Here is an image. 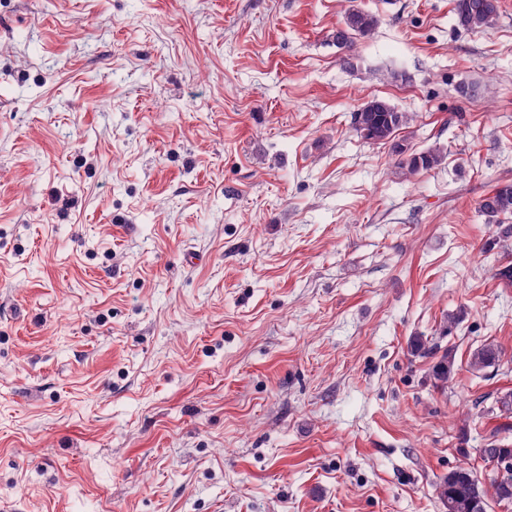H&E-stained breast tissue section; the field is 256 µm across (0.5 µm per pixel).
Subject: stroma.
Returning a JSON list of instances; mask_svg holds the SVG:
<instances>
[{"label":"stroma","mask_w":512,"mask_h":512,"mask_svg":"<svg viewBox=\"0 0 512 512\" xmlns=\"http://www.w3.org/2000/svg\"><path fill=\"white\" fill-rule=\"evenodd\" d=\"M453 7L0 0V512H443L512 392L478 211L512 182V0ZM374 98L445 164L395 176L351 129ZM499 0H455L459 24L467 30L491 29L499 15ZM378 23L375 14L365 10L357 4H352L345 11L344 18L332 34V42L339 50L348 52L343 58L344 64H350L356 43L361 39L369 38ZM502 358V352L493 345H484L476 350L469 361L472 370L480 371L494 367Z\"/></svg>","instance_id":"35a3bbf8"}]
</instances>
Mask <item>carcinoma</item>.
I'll return each instance as SVG.
<instances>
[{
    "label": "carcinoma",
    "mask_w": 512,
    "mask_h": 512,
    "mask_svg": "<svg viewBox=\"0 0 512 512\" xmlns=\"http://www.w3.org/2000/svg\"><path fill=\"white\" fill-rule=\"evenodd\" d=\"M459 24L467 30H488L499 15V0H455ZM378 23L372 12L352 4L345 11L344 18L332 34V42L339 50L346 51L343 63L351 61V52L361 39L369 38ZM413 115L399 109L385 99L374 98L352 112V131L368 143L387 145L396 157L398 174L410 178L421 171L435 169L444 164L447 154L440 147L416 151L404 139L398 138V131L410 124ZM479 211L488 223L496 225V238L491 245L506 244L512 240V224L504 219L512 217V182L497 184L479 201ZM502 358V352L484 345L476 350L469 361V367L480 371L495 366ZM503 424L490 432L478 449L479 457L485 464L509 459L512 461V447L496 439ZM439 499L444 512H489L491 504L512 505V475L499 477L492 468L484 475L467 466H459L448 472L440 485Z\"/></svg>",
    "instance_id": "1"
}]
</instances>
